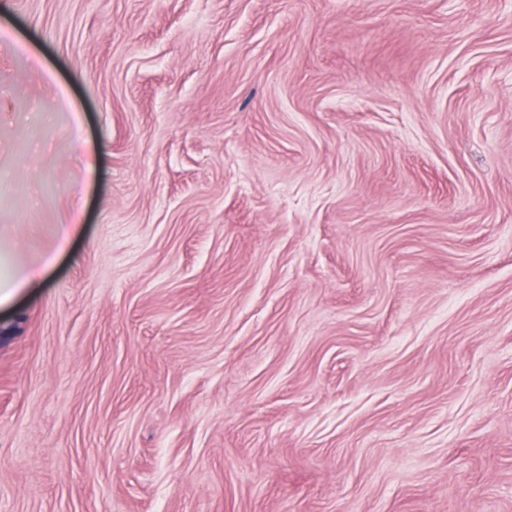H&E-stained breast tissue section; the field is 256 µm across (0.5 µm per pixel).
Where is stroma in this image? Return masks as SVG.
<instances>
[{"mask_svg": "<svg viewBox=\"0 0 512 512\" xmlns=\"http://www.w3.org/2000/svg\"><path fill=\"white\" fill-rule=\"evenodd\" d=\"M51 251L0 512H512V0H0Z\"/></svg>", "mask_w": 512, "mask_h": 512, "instance_id": "35a3bbf8", "label": "stroma"}]
</instances>
